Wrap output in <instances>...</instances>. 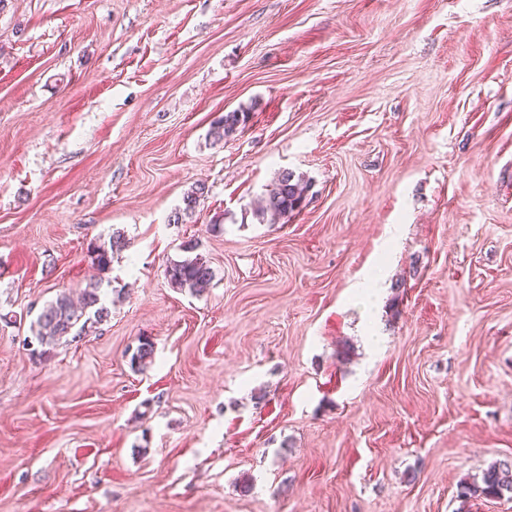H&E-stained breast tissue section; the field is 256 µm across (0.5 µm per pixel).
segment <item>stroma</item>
<instances>
[{"instance_id": "obj_1", "label": "stroma", "mask_w": 512, "mask_h": 512, "mask_svg": "<svg viewBox=\"0 0 512 512\" xmlns=\"http://www.w3.org/2000/svg\"><path fill=\"white\" fill-rule=\"evenodd\" d=\"M285 169L307 204L261 222ZM92 281L108 318L34 354ZM500 462L512 0H6L0 512H512L460 496ZM250 119V113L241 111L227 112L215 120L210 129L214 142H222L234 134L239 127L244 128ZM207 193L205 184H197L183 197V207L176 209L170 216L169 221L173 224H183L186 219L192 218L200 200ZM165 277L174 288L200 293L210 285L214 272L208 260L197 253L171 262L165 269Z\"/></svg>"}]
</instances>
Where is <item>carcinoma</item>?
<instances>
[{"mask_svg":"<svg viewBox=\"0 0 512 512\" xmlns=\"http://www.w3.org/2000/svg\"><path fill=\"white\" fill-rule=\"evenodd\" d=\"M250 119V113L233 111L215 120L210 129V137L215 142H222L234 134L239 127H244ZM311 183L305 177L285 169L281 171L274 184L268 189L257 211L263 220L274 222L289 214L300 211L307 199ZM207 193L205 184H197L183 197V206L170 216L174 224H182L192 218L200 200ZM125 247L119 236H112L110 248L101 245L95 247L98 265L105 268L110 263L109 252ZM197 243L189 241L184 244V251L189 256L170 263L165 269L168 282L180 290L187 289L193 293L202 292L210 285L214 272L208 260L196 253ZM109 316L108 308L101 304L99 286L87 285L81 292L80 304H75L65 292L47 303L37 319L35 339L41 347L53 346L68 338H77L86 332L90 324H98ZM154 345L151 340L142 338L130 357L131 366L142 371L153 361ZM512 493V465L493 464L483 471L481 478L461 486L460 496L500 498L505 493Z\"/></svg>","mask_w":512,"mask_h":512,"instance_id":"cac0c4a2","label":"carcinoma"}]
</instances>
